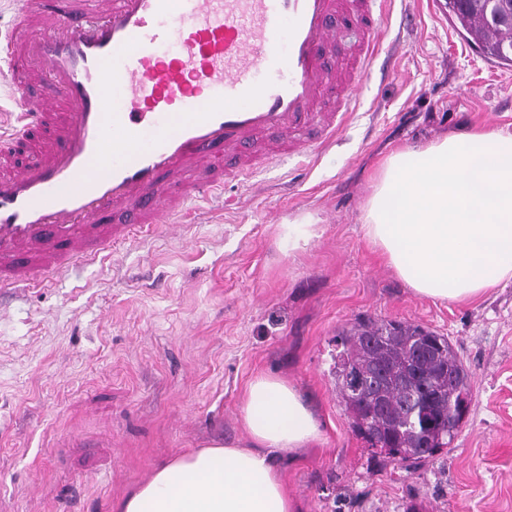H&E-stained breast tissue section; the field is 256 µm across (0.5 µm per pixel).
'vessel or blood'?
Listing matches in <instances>:
<instances>
[{
  "instance_id": "b4317fda",
  "label": "vessel or blood",
  "mask_w": 512,
  "mask_h": 512,
  "mask_svg": "<svg viewBox=\"0 0 512 512\" xmlns=\"http://www.w3.org/2000/svg\"><path fill=\"white\" fill-rule=\"evenodd\" d=\"M384 2L11 0L0 287L37 286L272 158L320 152L379 54Z\"/></svg>"
}]
</instances>
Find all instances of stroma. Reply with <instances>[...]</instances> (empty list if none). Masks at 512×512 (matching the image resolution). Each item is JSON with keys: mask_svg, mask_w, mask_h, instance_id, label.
I'll return each instance as SVG.
<instances>
[{"mask_svg": "<svg viewBox=\"0 0 512 512\" xmlns=\"http://www.w3.org/2000/svg\"><path fill=\"white\" fill-rule=\"evenodd\" d=\"M448 0H393L364 93L335 143L268 161L178 224L104 251L38 288H0V503L113 512L177 453L247 447L250 380L294 385L318 440L278 457L298 512H512V280L465 303L415 295L359 222L388 148L471 126L512 130V66L458 35ZM320 226L292 251L283 224ZM449 337L472 377L450 450L374 453L330 373L360 317Z\"/></svg>", "mask_w": 512, "mask_h": 512, "instance_id": "obj_1", "label": "stroma"}]
</instances>
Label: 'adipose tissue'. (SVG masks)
Segmentation results:
<instances>
[{"mask_svg":"<svg viewBox=\"0 0 512 512\" xmlns=\"http://www.w3.org/2000/svg\"><path fill=\"white\" fill-rule=\"evenodd\" d=\"M360 215L369 243L420 297L473 300L512 278V132L470 127L389 149ZM249 445L181 453L120 499L116 512H295L273 455L320 434L297 389L254 377L238 405Z\"/></svg>","mask_w":512,"mask_h":512,"instance_id":"adipose-tissue-1","label":"adipose tissue"}]
</instances>
